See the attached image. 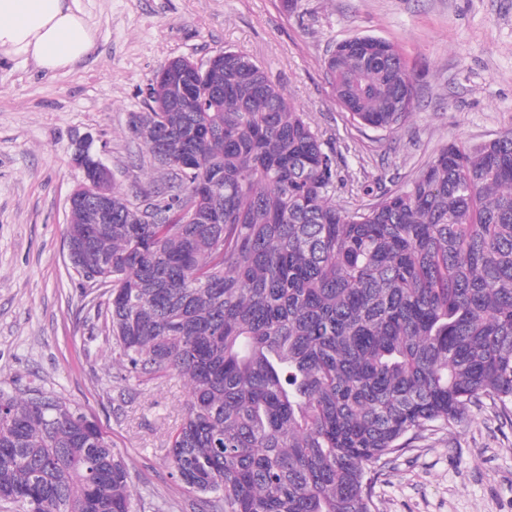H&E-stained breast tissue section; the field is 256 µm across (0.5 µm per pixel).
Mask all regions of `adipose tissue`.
<instances>
[{
    "instance_id": "obj_1",
    "label": "adipose tissue",
    "mask_w": 512,
    "mask_h": 512,
    "mask_svg": "<svg viewBox=\"0 0 512 512\" xmlns=\"http://www.w3.org/2000/svg\"><path fill=\"white\" fill-rule=\"evenodd\" d=\"M94 42L80 0H0V57L54 73L85 59Z\"/></svg>"
}]
</instances>
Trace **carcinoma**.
<instances>
[{"label":"carcinoma","instance_id":"cac0c4a2","mask_svg":"<svg viewBox=\"0 0 512 512\" xmlns=\"http://www.w3.org/2000/svg\"><path fill=\"white\" fill-rule=\"evenodd\" d=\"M353 120L399 126L414 108L400 49L327 50ZM132 132L196 126L193 169H166L143 204L109 188L112 219L78 210L65 238L108 276L97 316L116 375L188 380L166 455L205 512H371V465L486 404L512 421V132L452 142L411 182L359 208L333 201L336 158L245 54L149 83ZM215 181L184 198L201 179ZM128 467L60 393L0 388V502L19 512H134Z\"/></svg>","mask_w":512,"mask_h":512}]
</instances>
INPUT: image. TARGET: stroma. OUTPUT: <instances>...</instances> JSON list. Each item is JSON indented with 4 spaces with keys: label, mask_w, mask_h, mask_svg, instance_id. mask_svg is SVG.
Wrapping results in <instances>:
<instances>
[{
    "label": "stroma",
    "mask_w": 512,
    "mask_h": 512,
    "mask_svg": "<svg viewBox=\"0 0 512 512\" xmlns=\"http://www.w3.org/2000/svg\"><path fill=\"white\" fill-rule=\"evenodd\" d=\"M96 32L90 55L47 74L0 64V387L57 392L93 416L130 471L137 512H193L195 496L165 459V432L186 388L150 384L124 415L111 338L64 243L67 198L89 136L115 186L140 202L165 181L131 130L155 72L225 49L261 66L332 148L355 207L412 180L453 141L512 131V0H81ZM395 44L415 76L416 110L381 131L338 105L326 51L354 36ZM371 512H512V427L490 408L452 428L432 424L370 469Z\"/></svg>",
    "instance_id": "35a3bbf8"
}]
</instances>
